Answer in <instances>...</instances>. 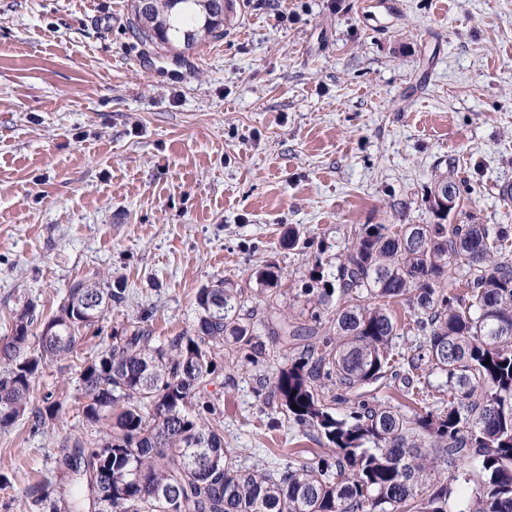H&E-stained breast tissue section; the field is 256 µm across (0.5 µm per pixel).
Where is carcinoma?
Returning a JSON list of instances; mask_svg holds the SVG:
<instances>
[{"label": "carcinoma", "mask_w": 512, "mask_h": 512, "mask_svg": "<svg viewBox=\"0 0 512 512\" xmlns=\"http://www.w3.org/2000/svg\"><path fill=\"white\" fill-rule=\"evenodd\" d=\"M232 0H153L132 27L143 45L169 51L224 36ZM419 230V238L408 234ZM256 281L277 286L264 267ZM333 335L321 326L270 317L279 355L269 397L288 420L325 439L332 454L282 452L271 469L242 464L224 447V411L200 388L230 345L255 364L266 359L245 289L216 280L199 290L191 335L155 343L142 327L112 337L84 363L83 414L105 428L87 445L65 446L57 469L68 480L69 512H512V226L509 224H363L341 255ZM123 288L76 276L47 316L27 304L0 340V428L28 413L36 375L67 355ZM370 303L360 304L361 298ZM399 306L418 333L413 354L395 369ZM39 326L38 349L30 333ZM427 362L448 403L408 415L372 394L402 378L418 404L415 372ZM297 405L298 409L291 408ZM60 402L31 412L35 425ZM456 468L471 491L459 495L433 479L435 463ZM50 481L25 487L42 512H57Z\"/></svg>", "instance_id": "1"}]
</instances>
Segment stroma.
Segmentation results:
<instances>
[{"instance_id":"35a3bbf8","label":"stroma","mask_w":512,"mask_h":512,"mask_svg":"<svg viewBox=\"0 0 512 512\" xmlns=\"http://www.w3.org/2000/svg\"><path fill=\"white\" fill-rule=\"evenodd\" d=\"M129 2L0 0V337L75 276L126 289L36 376L31 405L53 395L56 419L0 429V512H38L23 488L62 487L63 444L101 436L79 375L114 334L193 333L220 277L264 310L265 265L282 316L330 327L317 299L354 227L433 223L442 174L471 191L449 223L512 225V0H235L223 37L178 58L139 42ZM218 363L225 444L258 465L318 448L255 392L267 364Z\"/></svg>"}]
</instances>
